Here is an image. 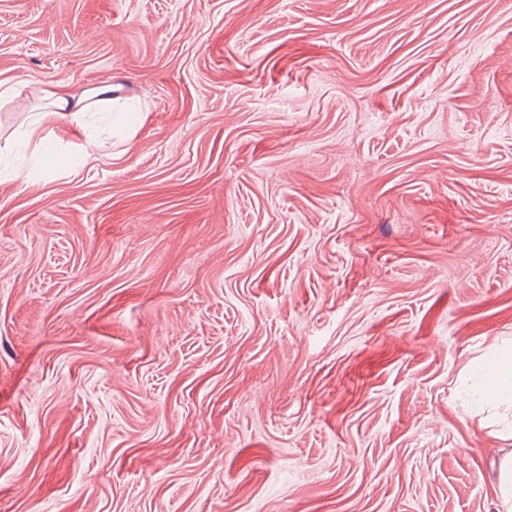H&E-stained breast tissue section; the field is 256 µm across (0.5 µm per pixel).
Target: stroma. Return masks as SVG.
<instances>
[{"label": "stroma", "mask_w": 512, "mask_h": 512, "mask_svg": "<svg viewBox=\"0 0 512 512\" xmlns=\"http://www.w3.org/2000/svg\"><path fill=\"white\" fill-rule=\"evenodd\" d=\"M0 81V512H497L512 0H0ZM29 93L42 99H48L51 109L45 112H37L30 123L31 131L41 125L48 117L69 118L79 122L80 112H89L91 109H104L112 103L111 84L102 85L87 92L83 98L73 103V96L61 83L47 84L32 80L26 82ZM84 102L82 105L81 103ZM471 376L479 393L475 406L494 408L512 405V348L496 352L489 359L474 364Z\"/></svg>", "instance_id": "stroma-1"}]
</instances>
